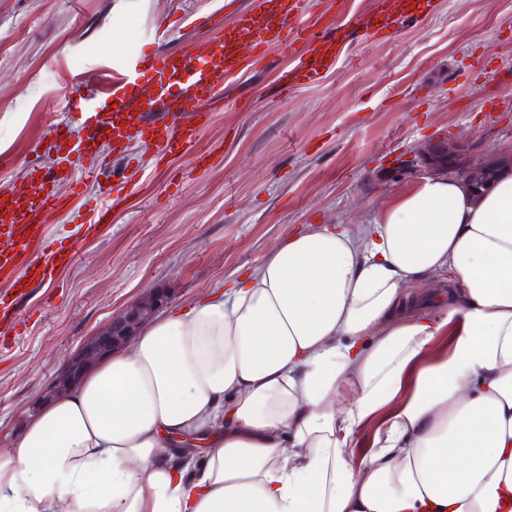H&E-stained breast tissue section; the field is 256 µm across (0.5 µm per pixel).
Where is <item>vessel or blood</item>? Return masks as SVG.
I'll return each mask as SVG.
<instances>
[{
  "instance_id": "1",
  "label": "vessel or blood",
  "mask_w": 512,
  "mask_h": 512,
  "mask_svg": "<svg viewBox=\"0 0 512 512\" xmlns=\"http://www.w3.org/2000/svg\"><path fill=\"white\" fill-rule=\"evenodd\" d=\"M301 11L302 0H280L277 7H261L252 16L238 18L229 32L210 42L208 57L203 61L173 53H127L112 75L102 76L100 87L89 89L79 83L72 85L67 99L69 111L94 114L96 121L78 125L69 148L71 157L63 178L70 193H79L83 186L98 181L100 170L77 163L78 157L97 139L108 141L117 153L125 152L130 141H140L158 160L191 147L216 102V87L237 67L236 45H246L260 57L273 43L289 49L304 43L306 49L300 55L299 65L286 76V84L301 78L309 83L322 78L336 63V40L321 31L289 32L288 20ZM143 81L151 83L152 93L141 98L129 96V87ZM175 84L180 85L181 92L174 97L170 89ZM157 109L182 115L188 113L192 119L173 128L147 123L146 113ZM121 198V185L108 186L100 204L89 217L82 219V232H89L94 225L102 223ZM61 201V195L53 191L34 193L32 200L24 202L0 199V226L5 227L11 241L10 251H0V278L25 287L30 279L43 280L51 276V263L29 266L25 258L36 224Z\"/></svg>"
}]
</instances>
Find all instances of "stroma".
Wrapping results in <instances>:
<instances>
[{
	"label": "stroma",
	"instance_id": "35a3bbf8",
	"mask_svg": "<svg viewBox=\"0 0 512 512\" xmlns=\"http://www.w3.org/2000/svg\"><path fill=\"white\" fill-rule=\"evenodd\" d=\"M378 0H306L345 47L314 84L284 90L289 52L225 80L221 107L188 154L155 162L131 143L117 163L126 199L53 280L12 298L0 341V448L11 447L65 361L149 291L163 311L200 301L257 267L308 224H368L416 177L421 149L475 162L512 149V0H413L397 24L361 27ZM256 0H0V196L61 166L71 77L111 72L117 55L203 56ZM109 178L69 197L39 235L69 245Z\"/></svg>",
	"mask_w": 512,
	"mask_h": 512
}]
</instances>
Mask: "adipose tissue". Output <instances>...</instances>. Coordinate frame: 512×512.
Listing matches in <instances>:
<instances>
[{
	"instance_id": "ef3b65f1",
	"label": "adipose tissue",
	"mask_w": 512,
	"mask_h": 512,
	"mask_svg": "<svg viewBox=\"0 0 512 512\" xmlns=\"http://www.w3.org/2000/svg\"><path fill=\"white\" fill-rule=\"evenodd\" d=\"M0 512H512V168L307 225L152 318L0 448Z\"/></svg>"
}]
</instances>
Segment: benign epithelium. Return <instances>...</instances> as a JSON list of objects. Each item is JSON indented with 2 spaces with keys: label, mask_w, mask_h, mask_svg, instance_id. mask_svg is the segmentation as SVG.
<instances>
[{
  "label": "benign epithelium",
  "mask_w": 512,
  "mask_h": 512,
  "mask_svg": "<svg viewBox=\"0 0 512 512\" xmlns=\"http://www.w3.org/2000/svg\"><path fill=\"white\" fill-rule=\"evenodd\" d=\"M439 156H441L439 152L419 151L407 161L406 168L429 174L440 168L435 161V158ZM511 164L512 157L505 155L482 162L458 164L449 170L448 174L461 180L470 193L478 197L486 190L497 170L504 165ZM161 302V297L150 294L143 300L127 306L120 316L112 319V322L101 332L89 338L70 360L55 392L58 393L74 385L83 375L88 364L128 345L137 335L141 326L151 318L155 308Z\"/></svg>",
  "instance_id": "7a95c632"
}]
</instances>
